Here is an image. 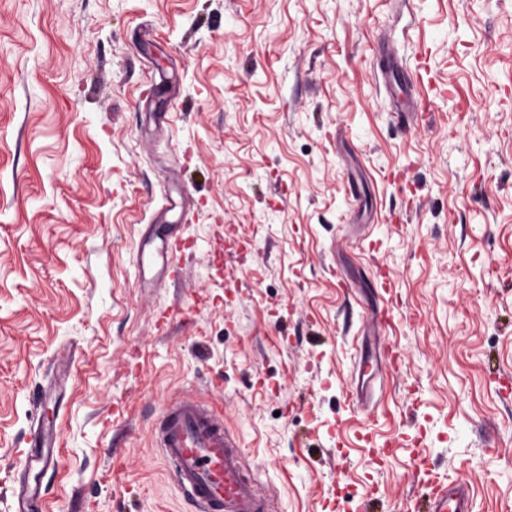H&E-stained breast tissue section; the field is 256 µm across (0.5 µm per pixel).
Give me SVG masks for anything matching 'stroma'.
<instances>
[{
	"label": "stroma",
	"mask_w": 512,
	"mask_h": 512,
	"mask_svg": "<svg viewBox=\"0 0 512 512\" xmlns=\"http://www.w3.org/2000/svg\"><path fill=\"white\" fill-rule=\"evenodd\" d=\"M69 351L46 512H191L185 393L277 512H512V0H0V512ZM426 512H469L470 490L466 480L461 479L440 486L428 496Z\"/></svg>",
	"instance_id": "1"
}]
</instances>
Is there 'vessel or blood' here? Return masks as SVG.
Listing matches in <instances>:
<instances>
[{"label":"vessel or blood","mask_w":512,"mask_h":512,"mask_svg":"<svg viewBox=\"0 0 512 512\" xmlns=\"http://www.w3.org/2000/svg\"><path fill=\"white\" fill-rule=\"evenodd\" d=\"M56 421V416L39 415L30 432L24 476L12 493L13 512L45 508L41 477L57 465ZM157 446L197 512H271V497L260 491L246 471L243 452L223 420L195 396L182 397L167 407ZM469 508V484L463 479L428 496L427 512H469Z\"/></svg>","instance_id":"obj_1"}]
</instances>
